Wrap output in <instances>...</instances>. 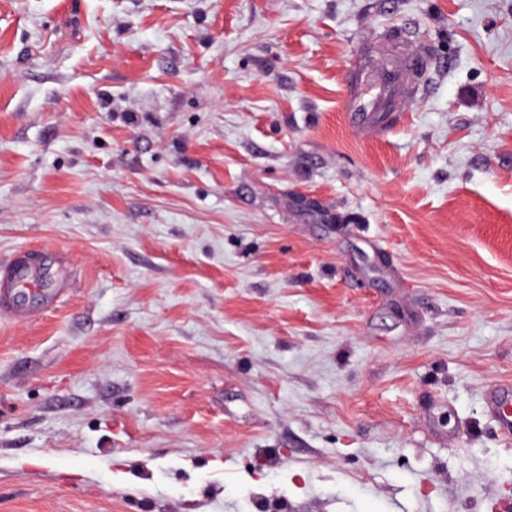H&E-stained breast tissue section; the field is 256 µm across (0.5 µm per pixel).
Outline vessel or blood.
<instances>
[{
    "label": "vessel or blood",
    "mask_w": 512,
    "mask_h": 512,
    "mask_svg": "<svg viewBox=\"0 0 512 512\" xmlns=\"http://www.w3.org/2000/svg\"><path fill=\"white\" fill-rule=\"evenodd\" d=\"M417 53L398 54L367 72V93L348 94L343 110L349 126L363 129L375 122L384 103H402L409 72L421 69ZM72 266L62 249H17L0 260V317L16 322L30 319L35 307H56L67 293Z\"/></svg>",
    "instance_id": "b4317fda"
}]
</instances>
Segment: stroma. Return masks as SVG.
I'll list each match as a JSON object with an SVG mask.
<instances>
[{"mask_svg":"<svg viewBox=\"0 0 512 512\" xmlns=\"http://www.w3.org/2000/svg\"><path fill=\"white\" fill-rule=\"evenodd\" d=\"M23 246L76 275L0 317V512H512V0H0ZM424 57L417 53L392 55L365 72L370 88L366 94L350 93L343 112L349 126L364 129L375 122L386 101L391 105L405 100L409 72L421 69Z\"/></svg>","mask_w":512,"mask_h":512,"instance_id":"1","label":"stroma"}]
</instances>
